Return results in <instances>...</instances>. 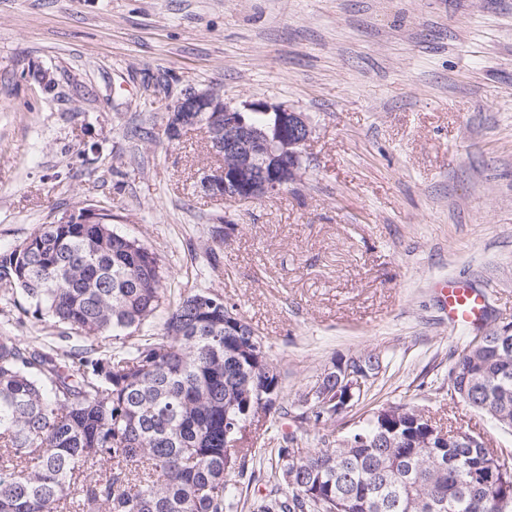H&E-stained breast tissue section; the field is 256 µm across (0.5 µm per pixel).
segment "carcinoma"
<instances>
[{
  "label": "carcinoma",
  "mask_w": 512,
  "mask_h": 512,
  "mask_svg": "<svg viewBox=\"0 0 512 512\" xmlns=\"http://www.w3.org/2000/svg\"><path fill=\"white\" fill-rule=\"evenodd\" d=\"M0 287L28 299L23 314L93 341L50 355L0 335V512H224L255 457L253 422L288 412L280 375L255 330L221 294L171 299L159 256L105 224H42L27 248L0 252ZM160 332L135 331L163 305ZM232 318H224V312ZM472 336L449 370L448 391L512 429V350ZM339 357L325 407L298 419L327 426L347 389ZM240 431L235 443L225 426ZM450 443L429 412L392 404L322 448L276 449L271 492L254 512H509L512 462L462 428Z\"/></svg>",
  "instance_id": "carcinoma-1"
}]
</instances>
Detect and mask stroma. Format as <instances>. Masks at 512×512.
I'll return each instance as SVG.
<instances>
[{
    "label": "stroma",
    "instance_id": "35a3bbf8",
    "mask_svg": "<svg viewBox=\"0 0 512 512\" xmlns=\"http://www.w3.org/2000/svg\"><path fill=\"white\" fill-rule=\"evenodd\" d=\"M205 86L310 116L302 181L244 205L207 195L222 159L205 129L162 133ZM82 204L111 207L175 293L236 305L291 403L334 359L376 353L388 366L343 431L396 403L512 450L448 391L466 334L434 291L466 280L486 327L512 324V0H0V250ZM24 304L0 293V333L84 346ZM284 444L321 445L293 406L258 460Z\"/></svg>",
    "mask_w": 512,
    "mask_h": 512
}]
</instances>
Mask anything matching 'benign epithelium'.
I'll return each instance as SVG.
<instances>
[{
	"label": "benign epithelium",
	"instance_id": "7a95c632",
	"mask_svg": "<svg viewBox=\"0 0 512 512\" xmlns=\"http://www.w3.org/2000/svg\"><path fill=\"white\" fill-rule=\"evenodd\" d=\"M208 113L210 140L224 147L234 165L220 166L204 175L202 189L234 204H248L274 196L301 180L307 146L314 129L309 118L285 105L263 101L233 106L214 88L190 89L172 106L164 127L165 136L181 135L200 126L196 113ZM244 112L276 114L275 123L264 128L247 124ZM55 224H101L98 208L57 212Z\"/></svg>",
	"mask_w": 512,
	"mask_h": 512
}]
</instances>
